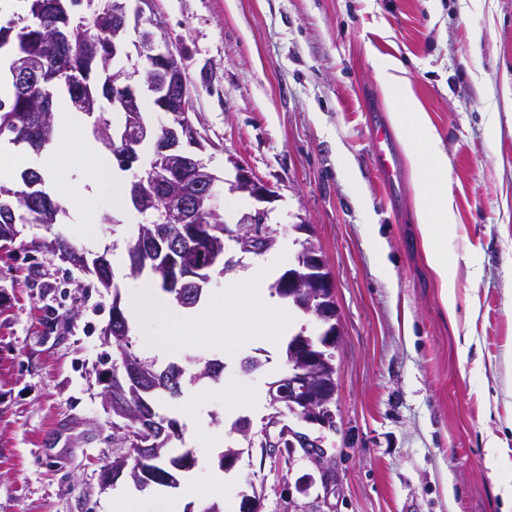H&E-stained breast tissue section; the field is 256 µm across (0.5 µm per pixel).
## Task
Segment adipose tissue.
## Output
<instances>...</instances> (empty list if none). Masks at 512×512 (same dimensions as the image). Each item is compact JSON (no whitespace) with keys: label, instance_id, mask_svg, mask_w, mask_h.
I'll return each instance as SVG.
<instances>
[{"label":"adipose tissue","instance_id":"1","mask_svg":"<svg viewBox=\"0 0 512 512\" xmlns=\"http://www.w3.org/2000/svg\"><path fill=\"white\" fill-rule=\"evenodd\" d=\"M400 68L398 61L383 62L376 77L395 104L391 118L404 139L413 170L421 243L439 281L444 308L452 316L456 313L455 265L448 260V232L455 224V216L453 196L448 187V156L427 115L413 106L408 84L397 77ZM56 125V140L37 157L52 192L75 196L76 205L81 209L88 207L104 191L109 192L112 201H119L120 179L112 169L110 158L83 139L80 114L71 111L67 105H60ZM264 280V270H255L246 281L226 285L223 305L199 310L190 317L174 313L173 334H180L190 324L208 326L219 322L231 343L244 342L255 336L267 343H276L287 333L289 319L267 297L262 287Z\"/></svg>","mask_w":512,"mask_h":512}]
</instances>
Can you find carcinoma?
Instances as JSON below:
<instances>
[{"label": "carcinoma", "instance_id": "carcinoma-1", "mask_svg": "<svg viewBox=\"0 0 512 512\" xmlns=\"http://www.w3.org/2000/svg\"><path fill=\"white\" fill-rule=\"evenodd\" d=\"M23 15H16L6 24H0V49L10 47L8 60L23 46L29 44L34 49L32 64L38 69L36 77L25 87L11 80L9 90L0 94V137L8 136L14 141L33 136L37 140L36 149L50 142L55 131L54 106L56 98L41 101L47 79L69 65L79 62L92 63V75L85 77L78 73H68L61 80L69 108L74 112L92 116L84 106H95L98 112L96 121L109 126L111 121L104 117L102 101L109 99L107 75L104 69H112V14L104 11L94 18L95 32L100 38L85 41L82 36L86 7L93 0H25ZM67 23L76 29L74 39L68 43H48L45 32L56 25ZM19 191L0 186V247L14 242L19 234L17 225L28 222L40 224L42 221L56 223L61 207L47 193L36 199L24 200L18 197ZM153 221L159 223L164 235L147 234L150 224L137 225L136 234L128 248V276L137 278L148 269L160 282L161 289L173 294L166 284L165 271L177 269L189 272L193 267L199 275L211 273L207 269L210 260L217 254H224V217L205 214L198 217L197 224H163L162 211L155 208L150 212ZM53 253L70 259H77L85 252L78 249L66 236H56ZM91 276L85 288H109L113 280L112 267L106 254L92 258L91 265L79 267ZM119 302L113 301L112 310L117 319L109 323L104 334L112 337V346L120 357V363H112V447L117 450L114 460L126 462L125 476L138 491L158 485L175 488L178 479L172 469L196 464L194 451L190 448L177 458L167 459L166 449L171 441L183 440V431L178 421L164 418L156 411V397L164 393L171 398L182 394L184 368L170 364L162 370L155 363L140 358L130 350L129 328ZM270 421L267 418L261 429L251 432V424L239 419L231 424L230 431L241 435L261 437L259 447L267 451L276 443V453L288 451V440H280L271 435Z\"/></svg>", "mask_w": 512, "mask_h": 512}]
</instances>
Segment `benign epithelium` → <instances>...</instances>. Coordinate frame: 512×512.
<instances>
[{"label": "benign epithelium", "instance_id": "7a95c632", "mask_svg": "<svg viewBox=\"0 0 512 512\" xmlns=\"http://www.w3.org/2000/svg\"><path fill=\"white\" fill-rule=\"evenodd\" d=\"M130 0H107L105 6L112 9V17L119 19L121 37L112 42V57L131 58V52L144 64V71L131 72L119 68L112 73V110L132 111L139 98L148 95L157 111L169 116L168 123L157 131L143 124L133 133L124 130L113 133L112 150L126 155L145 141L154 142V150L148 165L138 169L131 182L132 199L140 201V190L156 180H166L172 192L182 198L179 207H173L163 215L168 224H186L197 219L192 197L178 192L179 183L173 175L188 168L198 176L197 188L212 197L224 183L230 191L246 193L253 206L243 212L234 224L224 225V241L234 244L238 250L260 256L278 241L279 231L269 225L272 204L277 194L257 179L247 168L234 164V179L221 180L202 157L204 146L200 132L193 120L191 97L178 94L186 86L182 63L173 44L154 14V0H135V8H129ZM292 229L305 235L300 242L295 261L288 276L278 285L303 312L314 317L321 327L317 336L301 335L291 338L288 371L276 383L268 385L269 397L283 402L280 386L288 385V414L301 422L318 425L323 429H336L332 410L337 392V370L334 352L342 341V325L336 302L333 274L326 256L312 240L313 225L306 218ZM290 453L301 450L302 458L316 466L323 465L325 449L322 439L288 428Z\"/></svg>", "mask_w": 512, "mask_h": 512}]
</instances>
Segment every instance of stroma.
Masks as SVG:
<instances>
[{
  "mask_svg": "<svg viewBox=\"0 0 512 512\" xmlns=\"http://www.w3.org/2000/svg\"><path fill=\"white\" fill-rule=\"evenodd\" d=\"M154 12L181 51L213 169L229 176L239 161L276 191L277 272L300 249L292 224L309 220L343 327L338 429L302 427L323 436L331 479L298 457H262L231 433L219 445L174 442L196 457L178 480L207 484L231 447L242 454L227 470L224 512H239L253 489L259 512H512L496 491L512 466L485 448L491 433L512 449V0H155ZM386 58L402 62L448 156V251L462 256L453 321L421 247L399 133L394 180L379 172L374 135L394 110L376 79ZM92 221L93 237L65 211L50 226L20 225L0 248V512H112L99 477L113 459L103 391L117 353L104 330L113 297L129 310L150 281L127 275L128 244L147 218L104 194ZM370 224L385 255L367 244ZM60 233L107 252L113 287L79 288L83 273L43 247ZM167 332L163 315H145L130 327L132 350L161 368L185 366L182 387L200 392L209 428L239 392L266 394L287 371L283 350L250 342L225 360L219 329L186 328L158 354ZM190 356L223 362L219 379L195 380ZM247 357L261 362L249 375Z\"/></svg>",
  "mask_w": 512,
  "mask_h": 512,
  "instance_id": "stroma-1",
  "label": "stroma"
}]
</instances>
